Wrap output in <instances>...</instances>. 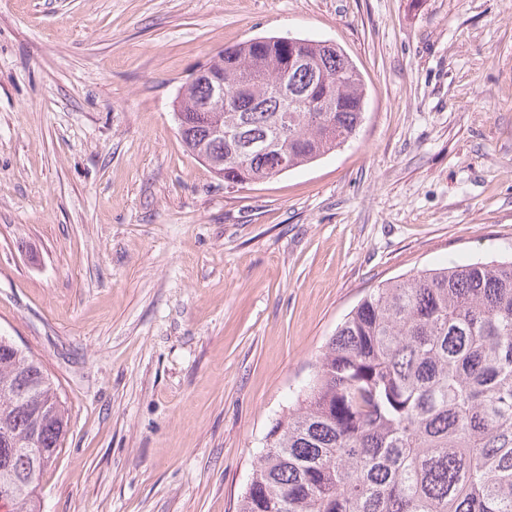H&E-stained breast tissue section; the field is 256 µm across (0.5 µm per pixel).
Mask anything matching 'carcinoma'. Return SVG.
Segmentation results:
<instances>
[{
	"label": "carcinoma",
	"mask_w": 512,
	"mask_h": 512,
	"mask_svg": "<svg viewBox=\"0 0 512 512\" xmlns=\"http://www.w3.org/2000/svg\"><path fill=\"white\" fill-rule=\"evenodd\" d=\"M308 60L291 70V58ZM224 83L182 92L187 150L224 155L244 185L288 149L311 165L355 136L364 81L337 45L257 37L208 62ZM223 121L224 136L211 135ZM68 420L40 362L0 341V477L12 512H40L22 452L59 448ZM238 512H512V259H455L366 294L265 437Z\"/></svg>",
	"instance_id": "1"
}]
</instances>
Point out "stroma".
<instances>
[{
    "instance_id": "1",
    "label": "stroma",
    "mask_w": 512,
    "mask_h": 512,
    "mask_svg": "<svg viewBox=\"0 0 512 512\" xmlns=\"http://www.w3.org/2000/svg\"><path fill=\"white\" fill-rule=\"evenodd\" d=\"M330 41L356 138L228 187L173 102L224 47ZM512 257V0H0V336L68 415L42 512H237L373 288Z\"/></svg>"
}]
</instances>
